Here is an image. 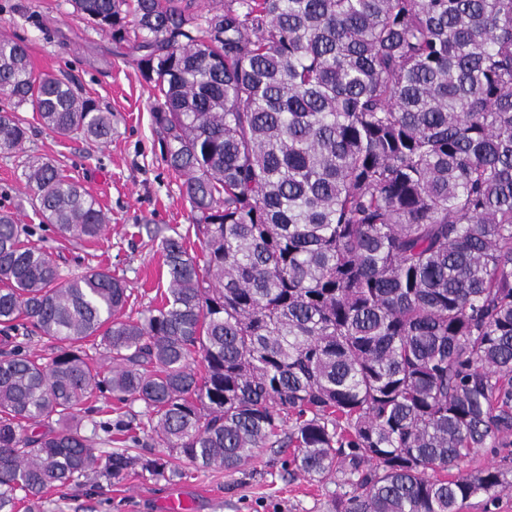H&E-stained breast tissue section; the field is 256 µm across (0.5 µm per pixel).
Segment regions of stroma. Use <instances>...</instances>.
<instances>
[{"label":"stroma","mask_w":512,"mask_h":512,"mask_svg":"<svg viewBox=\"0 0 512 512\" xmlns=\"http://www.w3.org/2000/svg\"><path fill=\"white\" fill-rule=\"evenodd\" d=\"M25 41L35 73L67 74L86 96L112 114V140L90 146L44 129L31 107L18 109L29 137L22 149L0 151V210L36 225L33 243L51 249L62 268L75 258L124 278L130 297L125 315L137 318L161 301L167 288L163 237L180 232L189 252H200L182 177L167 166L150 119L151 90L115 53L105 33L72 13L68 0H0V35ZM57 164L107 210L111 222L96 239L79 244L39 224L22 176L26 157ZM285 457L262 449L242 470L195 471L179 462L178 473L157 476L132 469L119 482L53 489L39 512H166L170 496H184L189 512H336L343 493L336 481L290 475Z\"/></svg>","instance_id":"1"}]
</instances>
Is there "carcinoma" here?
I'll use <instances>...</instances> for the list:
<instances>
[{"label":"carcinoma","mask_w":512,"mask_h":512,"mask_svg":"<svg viewBox=\"0 0 512 512\" xmlns=\"http://www.w3.org/2000/svg\"><path fill=\"white\" fill-rule=\"evenodd\" d=\"M69 2L156 91L203 260L163 238L167 291L131 319L123 278L61 274L0 212V512L137 465L233 470L262 448L346 487L336 512L493 498L499 466L439 473L512 434V0ZM0 96V151L27 140L24 106L54 134L112 139V113L33 76L17 38H0ZM24 167L42 223L102 234L78 182ZM21 320L50 357L10 335ZM112 398L147 422L112 419ZM149 430L167 452L110 449L114 432L144 449Z\"/></svg>","instance_id":"carcinoma-1"}]
</instances>
